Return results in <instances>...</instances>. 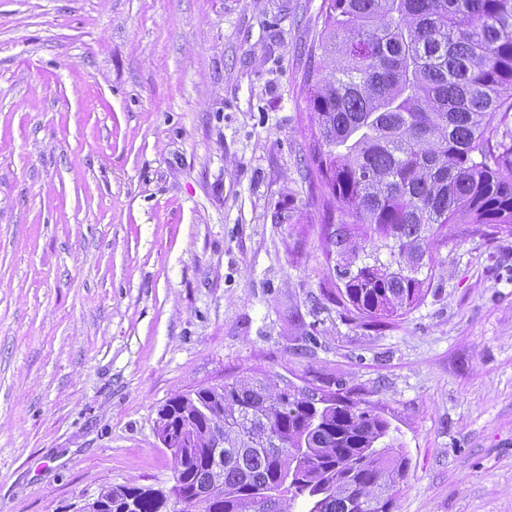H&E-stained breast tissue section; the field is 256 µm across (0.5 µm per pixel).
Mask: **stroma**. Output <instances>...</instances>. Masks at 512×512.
I'll list each match as a JSON object with an SVG mask.
<instances>
[{
  "mask_svg": "<svg viewBox=\"0 0 512 512\" xmlns=\"http://www.w3.org/2000/svg\"><path fill=\"white\" fill-rule=\"evenodd\" d=\"M323 0H0V512L170 491L166 402L252 373L386 417L394 512H512V233L372 325L321 229Z\"/></svg>",
  "mask_w": 512,
  "mask_h": 512,
  "instance_id": "stroma-1",
  "label": "stroma"
}]
</instances>
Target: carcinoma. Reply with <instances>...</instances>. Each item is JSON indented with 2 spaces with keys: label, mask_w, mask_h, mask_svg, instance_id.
Returning a JSON list of instances; mask_svg holds the SVG:
<instances>
[{
  "label": "carcinoma",
  "mask_w": 512,
  "mask_h": 512,
  "mask_svg": "<svg viewBox=\"0 0 512 512\" xmlns=\"http://www.w3.org/2000/svg\"><path fill=\"white\" fill-rule=\"evenodd\" d=\"M308 74L317 180L345 221L325 224L344 295L363 318L416 304L429 251L449 224L512 228V145L492 143L512 112V0H324ZM373 251H366V244ZM348 398L317 402L288 382L244 376L176 395L160 410L179 448L172 494L185 512H392L409 461L391 423ZM224 421V448L211 424ZM219 482V497H197ZM163 512L138 486L101 492L120 512Z\"/></svg>",
  "instance_id": "carcinoma-1"
}]
</instances>
